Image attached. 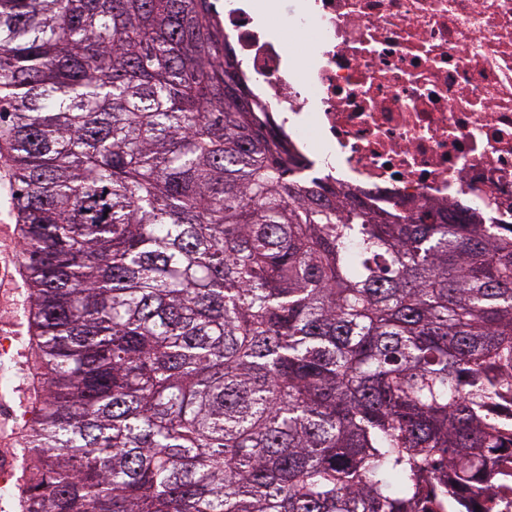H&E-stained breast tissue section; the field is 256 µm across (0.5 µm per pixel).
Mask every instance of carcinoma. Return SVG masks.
I'll use <instances>...</instances> for the list:
<instances>
[{
    "mask_svg": "<svg viewBox=\"0 0 512 512\" xmlns=\"http://www.w3.org/2000/svg\"><path fill=\"white\" fill-rule=\"evenodd\" d=\"M22 512H418L512 436V228L301 175L212 0H0Z\"/></svg>",
    "mask_w": 512,
    "mask_h": 512,
    "instance_id": "obj_1",
    "label": "carcinoma"
}]
</instances>
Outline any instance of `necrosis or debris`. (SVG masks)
<instances>
[{"label": "necrosis or debris", "mask_w": 512, "mask_h": 512, "mask_svg": "<svg viewBox=\"0 0 512 512\" xmlns=\"http://www.w3.org/2000/svg\"><path fill=\"white\" fill-rule=\"evenodd\" d=\"M224 36L304 172L512 227V0H224Z\"/></svg>", "instance_id": "obj_1"}]
</instances>
